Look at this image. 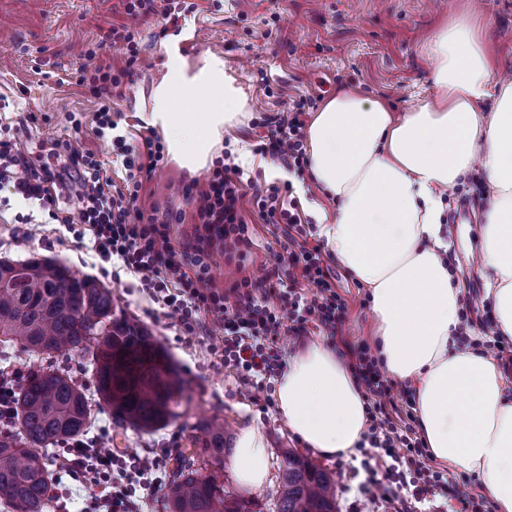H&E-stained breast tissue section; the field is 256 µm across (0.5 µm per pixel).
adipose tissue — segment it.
Returning <instances> with one entry per match:
<instances>
[{
    "instance_id": "1",
    "label": "adipose tissue",
    "mask_w": 512,
    "mask_h": 512,
    "mask_svg": "<svg viewBox=\"0 0 512 512\" xmlns=\"http://www.w3.org/2000/svg\"><path fill=\"white\" fill-rule=\"evenodd\" d=\"M438 95L394 113L382 99L342 88L307 131L313 182L336 204L319 233L367 287L377 353L411 386L432 456L476 475L494 512H512V389L497 362L457 343L461 285L440 253L443 195L482 169L489 194L477 257L497 332L512 339V80L497 75L485 24L459 12L424 43ZM203 85L217 105L175 111L170 88ZM245 95L221 62L172 71L152 95L150 122L190 170L203 167L238 119ZM279 418L324 457L353 453L367 430L364 396L323 343L288 361L276 385ZM238 484L262 488L270 454L262 431L242 430L232 460Z\"/></svg>"
}]
</instances>
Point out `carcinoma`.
Masks as SVG:
<instances>
[{
	"instance_id": "cac0c4a2",
	"label": "carcinoma",
	"mask_w": 512,
	"mask_h": 512,
	"mask_svg": "<svg viewBox=\"0 0 512 512\" xmlns=\"http://www.w3.org/2000/svg\"><path fill=\"white\" fill-rule=\"evenodd\" d=\"M18 341L45 357L23 375L14 397L15 426L0 432V504L12 512H46L52 457L87 434L91 405L85 385L53 364L77 354L92 365L99 403L121 423L153 432L182 417L187 383L170 355L142 324L117 314L112 290L51 259H0V343ZM204 438L179 451L167 481L165 512H264L242 499L224 473L232 451L224 418L195 420ZM270 512H336L328 469L282 451Z\"/></svg>"
}]
</instances>
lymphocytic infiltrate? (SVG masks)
<instances>
[{"mask_svg": "<svg viewBox=\"0 0 512 512\" xmlns=\"http://www.w3.org/2000/svg\"><path fill=\"white\" fill-rule=\"evenodd\" d=\"M109 39L126 45L123 69L96 64L97 52H84L81 80L99 101L95 134L110 139L127 171L125 188H114L96 154L81 152L69 142H50L37 157L25 156L10 133L0 134V187L11 186L26 204L64 224L75 241L94 239L102 262L118 261L135 276L154 301L175 318L185 342H193L208 326L220 327L224 347L218 363L235 372L245 390L263 392L268 379L286 366L291 345L311 333L326 336L351 370L366 401L368 428L364 440L374 452L363 460L366 474L362 494L389 502L394 512H410L409 501L396 489L408 487L419 499L447 492L448 476L434 469L433 457L416 430L408 390L397 389L381 371L379 359L364 345L343 337L348 304L337 290V278L323 260V248L311 244L312 232L302 224L295 207L285 206L275 186L261 187L245 178L232 153L216 161L194 213L191 237L173 246V216L132 212L140 170H155L165 159L159 138L148 136L142 148L127 144L114 133L112 100L121 95L140 50L128 26L115 25ZM318 99L302 97L282 116L264 115L255 153L271 157L288 171L303 174L307 166L304 129ZM250 197L264 223L280 227L283 252L264 277H239L225 289L215 288L210 269L215 256L243 269L252 239L239 213ZM56 467L75 476L86 491L85 512H144L145 500L156 496L163 481L155 477V456H125L109 448L105 438L70 444Z\"/></svg>", "mask_w": 512, "mask_h": 512, "instance_id": "1", "label": "lymphocytic infiltrate"}]
</instances>
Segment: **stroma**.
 Segmentation results:
<instances>
[{
    "label": "stroma",
    "instance_id": "35a3bbf8",
    "mask_svg": "<svg viewBox=\"0 0 512 512\" xmlns=\"http://www.w3.org/2000/svg\"><path fill=\"white\" fill-rule=\"evenodd\" d=\"M195 8L185 19L196 28L205 56L221 54L243 62L233 75L235 86L246 94L244 114L225 129L232 151L251 148L255 133L251 122L262 114H276L291 100L322 95L330 98L348 87L370 99L388 101L402 112L418 101L434 98L431 66L420 54V46L451 16L467 7L469 0H193ZM487 23V37L500 72L512 75V0H478ZM129 24L141 49L140 63L123 94L112 101V119L118 134L132 143L148 135L146 117L151 110L154 88L165 74L161 50L168 39L162 16L129 20L120 0H0V126H13L23 150L33 152L48 140H67L78 149L95 153L106 165L113 182L125 171L115 162L110 144L93 133L98 102L81 84L83 52L98 46L101 64L121 69L124 46L108 41L114 25ZM34 113L35 123L17 127L22 113ZM81 127H74V120ZM245 171L260 184L293 188L302 221L317 224L311 203L320 194L311 180L292 178L270 157L254 156ZM207 169L189 172L175 157L151 174L142 175V186L133 204L144 213L172 210L185 221L173 225L171 239L180 242L190 230L193 201L185 189L201 193L207 186ZM253 244L244 276L259 278L275 262L280 246L277 230L263 223L250 201L242 203ZM31 214L29 207L8 190H0V258L51 257L68 265L78 276L97 280L112 290L115 305L146 326L172 356L188 383L192 398L190 413L206 410L223 415L232 436L248 426L262 430L270 450V466L278 468L281 449L290 448L311 457L333 473L338 512H392L389 503L362 495L357 481L348 477L354 458H326L311 452L282 423L275 406L254 401L239 386L230 370L214 366V354L222 350L220 336H202L186 344L177 322L163 305L143 293L129 274L113 277L102 272L91 241L74 243L66 228L33 214L43 229L31 238L17 233L19 216ZM442 233L453 257L452 273L469 297L462 332L471 341L483 339L478 314L492 313L484 297L485 283L468 262L480 246L477 224H444ZM324 259L337 274L348 304L343 326L353 343H372L375 322L367 288L355 280L332 253ZM89 436H108L128 456L184 449L190 428L176 421L144 434L128 425H118L105 406L92 403Z\"/></svg>",
    "mask_w": 512,
    "mask_h": 512
}]
</instances>
